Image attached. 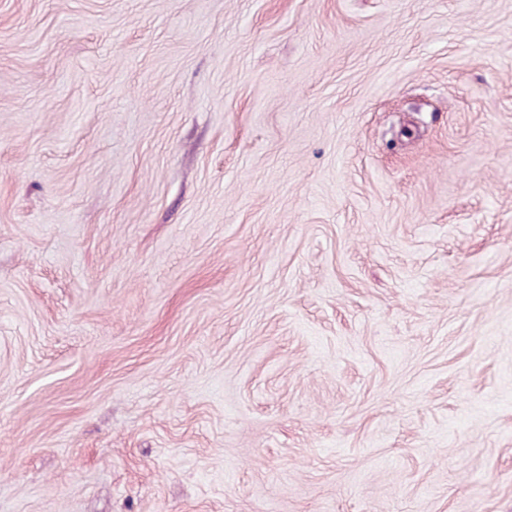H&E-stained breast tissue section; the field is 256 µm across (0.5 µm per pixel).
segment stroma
I'll list each match as a JSON object with an SVG mask.
<instances>
[{"label": "stroma", "mask_w": 512, "mask_h": 512, "mask_svg": "<svg viewBox=\"0 0 512 512\" xmlns=\"http://www.w3.org/2000/svg\"><path fill=\"white\" fill-rule=\"evenodd\" d=\"M0 512H512V0H0Z\"/></svg>", "instance_id": "stroma-1"}]
</instances>
